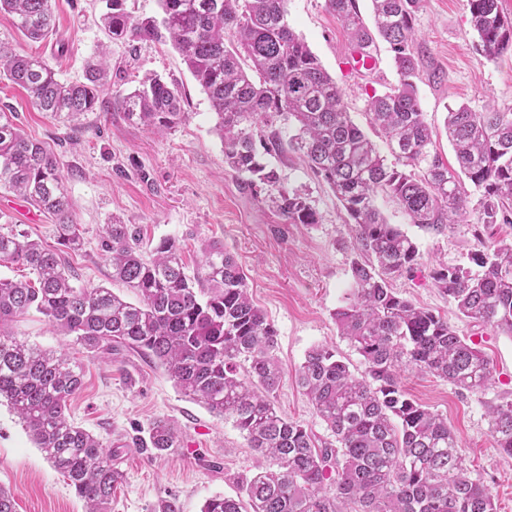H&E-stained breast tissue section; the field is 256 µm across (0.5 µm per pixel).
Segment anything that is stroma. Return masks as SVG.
<instances>
[{"mask_svg": "<svg viewBox=\"0 0 512 512\" xmlns=\"http://www.w3.org/2000/svg\"><path fill=\"white\" fill-rule=\"evenodd\" d=\"M52 8L54 36L35 43L0 21V41L19 53L42 57L68 83L83 80L88 63L107 53L104 97L127 92L156 73L178 86L189 114L163 135L129 123L115 109L88 112L69 123L41 112L25 90L0 78V104L10 105L23 130L60 158L73 218L85 239L82 251L62 252L64 264L77 284L111 287L131 300V289L112 283L101 248L102 227L113 218L140 227L144 254H151L160 241L174 239L184 244L193 266L202 261V243L220 241L243 268L254 303L278 330L276 355L283 370L278 409L318 440H330L297 386L295 371L306 352L321 344L335 347L353 372L364 369L332 318L349 286L354 256L341 204L287 149L272 163L289 187L309 195L321 221L284 223L262 194L225 166L210 101L171 44L112 40L101 22L105 0H52ZM288 23L336 78L353 121L367 126L368 95L388 92L398 83L387 46L377 51L376 70L345 76L339 63L351 45L325 0H288ZM415 28L424 65L416 81L418 98L427 123L440 131L437 149L451 164L454 152L441 132L448 108L464 103L476 112L491 105L512 109V52L491 61L476 50L467 0H423ZM62 41L68 44L63 53L58 50ZM468 194L467 223L449 225L440 234L412 224L389 198L378 197L377 205L388 223L415 241L421 256L414 276L394 280L396 291L446 316L459 335L478 343L495 370V382L481 400L422 372L406 373L404 386L418 402L447 416L471 477L489 488L498 512H512V461L493 448L487 417L488 405L512 400V336L462 317L429 279L433 267L468 264L479 241L503 236L498 226L479 223V191L472 188ZM1 212L32 238L56 246L54 217L22 196L0 189ZM13 331L41 348L71 351L82 365L84 384L70 401L68 415L112 450V464L122 473L112 512H165L172 500L180 512H200L212 495L236 496L237 477L254 472L257 457L232 424L183 396L161 369L138 355L118 350L106 358L89 357L71 349L68 338L35 311L18 319ZM159 418L177 425L176 448L159 454L136 447V439L145 437ZM0 485L14 492L17 512L85 510L84 501L5 404L0 405Z\"/></svg>", "mask_w": 512, "mask_h": 512, "instance_id": "obj_1", "label": "stroma"}]
</instances>
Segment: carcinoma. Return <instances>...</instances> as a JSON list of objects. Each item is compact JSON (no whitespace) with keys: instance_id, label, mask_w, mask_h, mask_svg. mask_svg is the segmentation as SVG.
<instances>
[{"instance_id":"1","label":"carcinoma","mask_w":512,"mask_h":512,"mask_svg":"<svg viewBox=\"0 0 512 512\" xmlns=\"http://www.w3.org/2000/svg\"><path fill=\"white\" fill-rule=\"evenodd\" d=\"M102 21L115 41L169 42L207 94L224 163L266 194L287 224H317L306 193L290 189L265 156L283 140L325 182L347 215L354 257L350 288L333 312L339 335L362 357L356 375L336 350L317 345L296 382L334 437L318 447L301 422L277 410L283 371L275 357L277 328L248 293L246 275L224 244H202L203 263L187 273L183 245L163 240L143 258L141 232L118 220L105 227L102 250L112 282L132 289L130 302L103 286L73 284L58 253L0 215V266L23 265L35 280L0 278V399L23 422L55 470L85 501V512H110L122 474L112 450L69 420L83 370L66 353L18 339L17 318L36 310L94 357L123 347L165 369L182 394L232 422L259 457L238 479L239 495L215 494L200 512H497L483 482L463 467L448 419L416 401L402 383L422 371L482 400L494 368L448 319L406 298L392 280L414 275L416 243L387 223L377 197L391 198L412 223L443 232L466 221L465 182L481 192L479 220L512 228V112L448 110L444 127L457 167L446 165L421 110L415 79L420 56L415 21L422 0H371L372 25L356 0H325L354 48L392 53L399 81L367 100L370 123L393 162L353 122L342 92L305 40L288 25V0H160L162 16L135 19L124 0H106ZM476 48L496 60L512 52V20L500 0H468ZM0 18L32 42L54 30L51 0H0ZM106 55L84 80L64 83L43 59L0 42V74L25 89L43 112L75 121L99 104ZM112 107L163 134L186 121L184 100L159 75L119 93ZM12 109L0 107V188L17 192L55 218L57 243L83 249L59 157L29 138ZM472 266L441 264L432 284L474 322L512 336V239L479 241ZM494 448L512 457V401L489 406ZM145 447H177V428L155 420Z\"/></svg>"}]
</instances>
